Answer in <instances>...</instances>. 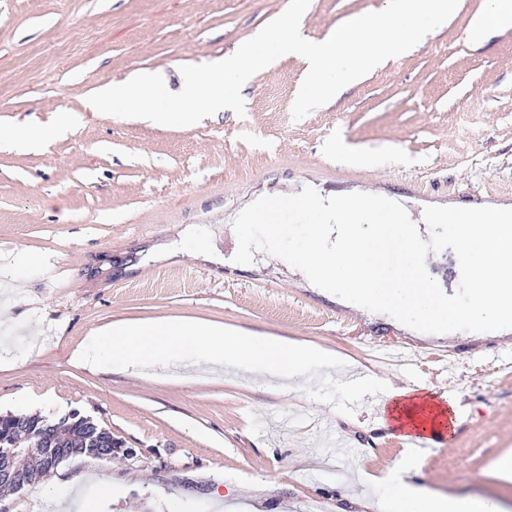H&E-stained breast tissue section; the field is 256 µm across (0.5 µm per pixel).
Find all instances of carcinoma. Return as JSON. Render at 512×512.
Segmentation results:
<instances>
[{"label":"carcinoma","mask_w":512,"mask_h":512,"mask_svg":"<svg viewBox=\"0 0 512 512\" xmlns=\"http://www.w3.org/2000/svg\"><path fill=\"white\" fill-rule=\"evenodd\" d=\"M32 429L39 431L44 438L40 447L65 448L70 458L84 455L83 449L91 446L109 449L119 447V442L112 437L110 430L78 412L72 413L71 418L58 424L37 415H0V435H10L19 441L29 438Z\"/></svg>","instance_id":"obj_1"}]
</instances>
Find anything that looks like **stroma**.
I'll use <instances>...</instances> for the list:
<instances>
[{
    "label": "stroma",
    "mask_w": 512,
    "mask_h": 512,
    "mask_svg": "<svg viewBox=\"0 0 512 512\" xmlns=\"http://www.w3.org/2000/svg\"><path fill=\"white\" fill-rule=\"evenodd\" d=\"M289 0H0V414L55 422L77 411L130 458L74 459L8 495L12 512H379L386 467L404 441L377 410L346 416L308 392L242 370L194 365L99 370L74 353L116 321L190 316L307 341L407 389L458 401L447 446L420 454L411 483L496 500L512 512V337L412 335L361 315L280 258L232 260L233 222L253 199L303 187L381 190L432 202H512V30L472 43L487 0H459L435 34L384 61L301 121L306 63L293 54L227 110L187 127L98 112L91 94L137 71L178 91L183 65L233 54ZM382 0H310L319 40ZM75 124L61 128L62 114ZM32 124L34 147L11 141ZM356 155L373 166H356ZM210 234L223 265L145 261L181 230ZM19 254L42 258L16 274ZM400 342L446 347L447 362L400 370L378 357Z\"/></svg>",
    "instance_id": "1"
}]
</instances>
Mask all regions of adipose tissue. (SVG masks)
Wrapping results in <instances>:
<instances>
[{"instance_id":"adipose-tissue-1","label":"adipose tissue","mask_w":512,"mask_h":512,"mask_svg":"<svg viewBox=\"0 0 512 512\" xmlns=\"http://www.w3.org/2000/svg\"><path fill=\"white\" fill-rule=\"evenodd\" d=\"M392 395L397 402L391 418L405 433L433 435L446 427L449 417L445 408L410 399L404 389L393 390ZM417 466V459L408 457L389 468L384 512H501L499 505L492 500L442 497L408 482L406 473Z\"/></svg>"}]
</instances>
